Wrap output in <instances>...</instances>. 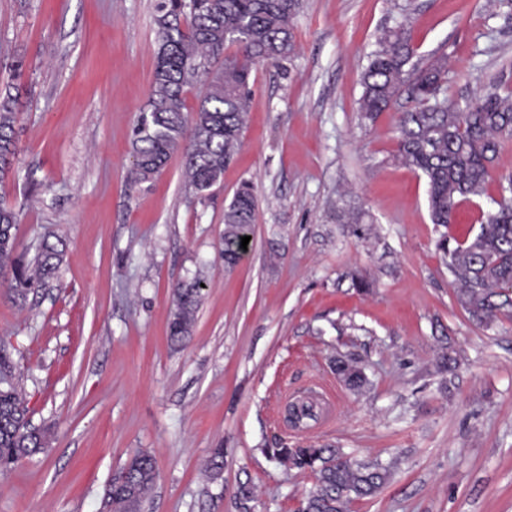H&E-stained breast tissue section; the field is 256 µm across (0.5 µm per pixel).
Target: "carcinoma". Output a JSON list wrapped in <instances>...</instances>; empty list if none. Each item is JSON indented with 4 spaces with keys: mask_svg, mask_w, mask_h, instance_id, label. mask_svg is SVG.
<instances>
[{
    "mask_svg": "<svg viewBox=\"0 0 512 512\" xmlns=\"http://www.w3.org/2000/svg\"><path fill=\"white\" fill-rule=\"evenodd\" d=\"M298 6L299 0H157L158 50L149 97L132 130V183L149 181L180 154L188 187L196 198L208 197L242 147L253 68L286 61L295 53L291 21ZM230 46L237 47L236 54H226ZM221 56L224 67L211 70V62ZM413 57L403 27L383 31L361 74L358 111L373 119L403 95L411 102L399 113L396 158L424 177L432 223L446 227L462 204L486 200L476 233L462 240L443 235L437 248L458 305L472 322L488 328L498 316L512 312V174L500 177L497 194L488 192L503 139L512 137V90H496L460 108L444 94L447 56L425 65ZM199 81L205 92L190 107L188 88ZM17 119V96L9 86L0 88V183L13 169ZM256 209L253 187L244 182L224 210L225 266L240 262L241 238L250 234ZM17 231L16 212L1 203L0 277L7 272L10 278L0 280V288L22 305L29 293L57 277L63 250L45 238L27 263L15 253ZM201 284L195 278L173 288L168 323L173 345L192 332ZM7 374L11 381L0 385V467L40 452L48 441L46 431L27 419L19 377L0 346V375ZM336 374L355 392L369 384L364 369L353 361H336ZM288 411L300 425L315 418V404L309 400L292 403ZM275 454L316 476L300 512H347L352 500L374 496L391 474L389 465L354 461L338 448H278ZM125 470V482L107 492L112 512H135L157 476L153 457L144 452ZM236 507L253 512L249 484L239 486Z\"/></svg>",
    "mask_w": 512,
    "mask_h": 512,
    "instance_id": "cac0c4a2",
    "label": "carcinoma"
}]
</instances>
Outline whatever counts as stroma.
<instances>
[{"label":"stroma","instance_id":"1","mask_svg":"<svg viewBox=\"0 0 512 512\" xmlns=\"http://www.w3.org/2000/svg\"><path fill=\"white\" fill-rule=\"evenodd\" d=\"M484 3L301 0L296 52L256 65L243 145L201 201L178 155L149 183L126 180L155 0H0V85L20 91L0 196L19 214V256L48 236L65 243L58 278L25 305L0 289V343L31 425L48 432L42 452L0 474V512H106L140 451L157 467L140 512H237L246 481L255 512H298L315 477L273 451L309 444L392 464L349 512H512V319L483 328L457 305L426 183L395 158L396 110L368 120L357 104L377 36L399 24L416 61L451 59L450 102L512 87V0ZM244 181L256 223L228 271L224 209ZM195 277L203 300L175 346L171 290ZM444 344L458 360L446 392ZM339 357L364 366L362 393L337 378ZM309 392L322 411L300 432L284 408Z\"/></svg>","mask_w":512,"mask_h":512}]
</instances>
